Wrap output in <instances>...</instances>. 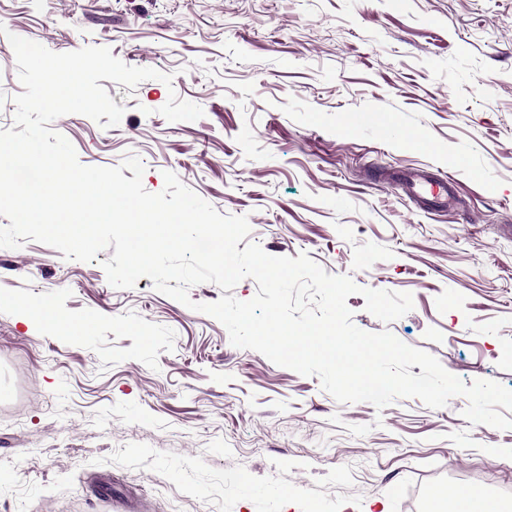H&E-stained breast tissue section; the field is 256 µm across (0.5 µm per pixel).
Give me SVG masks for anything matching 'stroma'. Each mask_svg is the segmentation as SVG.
Wrapping results in <instances>:
<instances>
[{
	"label": "stroma",
	"mask_w": 512,
	"mask_h": 512,
	"mask_svg": "<svg viewBox=\"0 0 512 512\" xmlns=\"http://www.w3.org/2000/svg\"><path fill=\"white\" fill-rule=\"evenodd\" d=\"M0 24V130L23 91L11 33L171 74L105 81L117 126L51 127L81 164L138 156L149 192L175 173L269 255L410 293L389 323L347 305L512 389V0H0ZM173 94L203 117L167 121ZM413 169L457 205L421 209ZM111 256L0 248V512H112L106 490L136 512H456L444 489L512 512V429L469 422L465 397L339 403L150 278L112 287ZM401 182L407 195L425 211L447 208L456 199L454 183L428 170L407 172Z\"/></svg>",
	"instance_id": "stroma-1"
}]
</instances>
